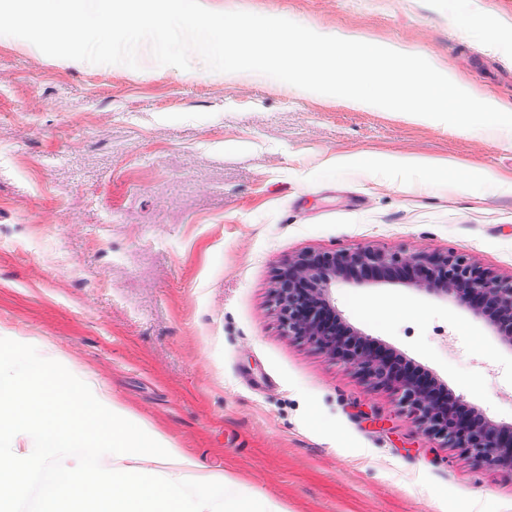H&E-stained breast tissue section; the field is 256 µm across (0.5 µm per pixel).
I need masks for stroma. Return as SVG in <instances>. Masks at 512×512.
Listing matches in <instances>:
<instances>
[{"label":"stroma","mask_w":512,"mask_h":512,"mask_svg":"<svg viewBox=\"0 0 512 512\" xmlns=\"http://www.w3.org/2000/svg\"><path fill=\"white\" fill-rule=\"evenodd\" d=\"M437 58L512 106V0H202ZM73 62L0 36V329L97 377L201 471L288 512H512V473L427 437L396 396L283 336L305 251L455 249L512 275V187L431 186L364 152L512 179V130L470 134L254 75ZM349 325L512 423V349L452 300L337 284ZM399 304L379 319L373 306Z\"/></svg>","instance_id":"stroma-1"}]
</instances>
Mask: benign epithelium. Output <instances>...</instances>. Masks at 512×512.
I'll return each instance as SVG.
<instances>
[{
	"label": "benign epithelium",
	"mask_w": 512,
	"mask_h": 512,
	"mask_svg": "<svg viewBox=\"0 0 512 512\" xmlns=\"http://www.w3.org/2000/svg\"><path fill=\"white\" fill-rule=\"evenodd\" d=\"M339 281L401 284L450 298L512 348V277H499L453 249L386 252L367 246L303 252L279 268L275 290L283 335L312 344L371 388L398 395L424 434L444 447L512 472V424L491 420L461 395H436L435 378L421 379L393 363L385 349L345 326L331 305V288Z\"/></svg>",
	"instance_id": "1"
}]
</instances>
